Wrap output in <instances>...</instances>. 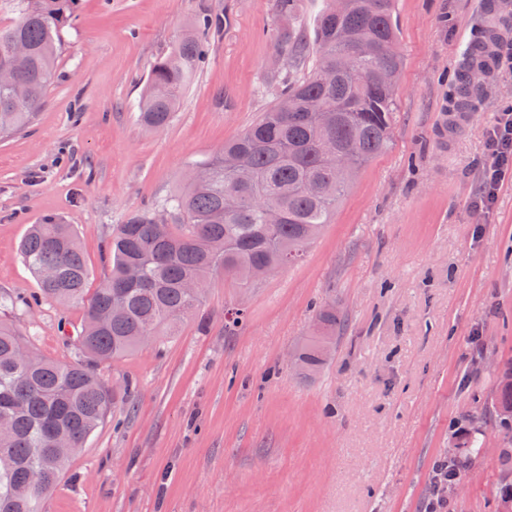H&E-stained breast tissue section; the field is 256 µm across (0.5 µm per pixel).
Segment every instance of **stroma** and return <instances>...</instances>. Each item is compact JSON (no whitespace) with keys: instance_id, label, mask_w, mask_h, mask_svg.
Segmentation results:
<instances>
[{"instance_id":"stroma-1","label":"stroma","mask_w":512,"mask_h":512,"mask_svg":"<svg viewBox=\"0 0 512 512\" xmlns=\"http://www.w3.org/2000/svg\"><path fill=\"white\" fill-rule=\"evenodd\" d=\"M277 4L79 0L34 123L0 140V299L13 304L0 320L34 351L73 361L83 308L19 305L37 289L19 252L30 225H72L97 287L117 225L272 107L261 87L278 72L303 77L274 48L288 28ZM492 11L502 53L512 0H394L403 68L389 149L298 262L248 288L214 275L174 336L99 365L121 399L43 512H421L435 465L473 428L483 450L462 463L447 512H505L512 430L492 403L512 368V181L491 209L474 196L488 129L512 107V71L495 64L472 107L449 106ZM210 16L223 24L205 34L207 58L171 122L145 128L152 66ZM327 305L343 327L307 375L288 354Z\"/></svg>"}]
</instances>
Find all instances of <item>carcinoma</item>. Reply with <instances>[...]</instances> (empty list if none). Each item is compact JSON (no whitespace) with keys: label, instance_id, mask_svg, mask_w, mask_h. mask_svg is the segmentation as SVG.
Returning <instances> with one entry per match:
<instances>
[{"label":"carcinoma","instance_id":"carcinoma-1","mask_svg":"<svg viewBox=\"0 0 512 512\" xmlns=\"http://www.w3.org/2000/svg\"><path fill=\"white\" fill-rule=\"evenodd\" d=\"M18 18L0 25V66L15 81L0 84V134L26 129L40 110L55 71L57 44L70 25L76 0H14ZM393 0H351L336 13L326 7L315 24V51L301 27L278 35L275 47L297 67L310 63L301 81L270 83L276 104L244 133L195 167L196 176L155 210L117 225L108 242L110 268L88 292L89 269L69 224L49 217L31 226L21 257L36 279L34 304L82 305L75 340L83 363L63 364L32 350L12 328L0 325V512H42L74 454L107 420L117 395L89 364L116 360L142 345V337L172 336L203 304L211 277L224 272L252 282L257 265L273 272L298 260L313 243L311 229L329 223L336 204L359 171L390 144L396 83ZM28 47L24 58L15 44ZM205 43L186 34L153 65L143 95L141 122L166 127L180 95L205 62ZM458 74L457 108L475 95L470 73L484 74L493 60L472 47ZM240 164L253 178L241 181ZM319 331L299 348L300 368L317 371L327 361L321 347L336 342V310L317 315ZM494 412L512 421V370L499 377Z\"/></svg>","mask_w":512,"mask_h":512}]
</instances>
